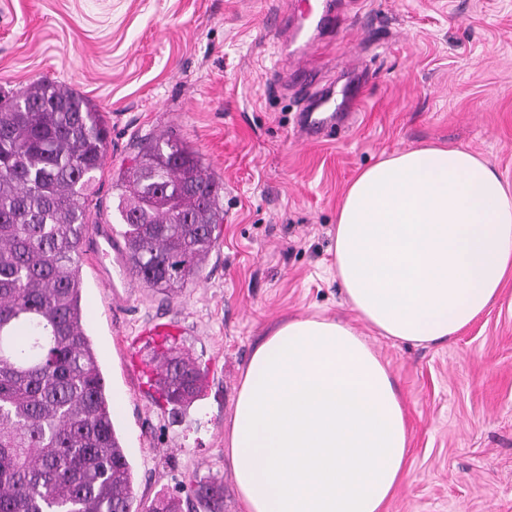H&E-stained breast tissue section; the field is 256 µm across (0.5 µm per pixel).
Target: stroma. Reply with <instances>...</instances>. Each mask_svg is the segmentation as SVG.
Returning a JSON list of instances; mask_svg holds the SVG:
<instances>
[{"label":"stroma","instance_id":"obj_1","mask_svg":"<svg viewBox=\"0 0 512 512\" xmlns=\"http://www.w3.org/2000/svg\"><path fill=\"white\" fill-rule=\"evenodd\" d=\"M334 31L280 47L286 0H0V94L50 79L83 95L107 128L82 246L85 324L134 470L135 512L166 494L205 512L196 481L224 484L245 512L228 434L256 345L281 322L324 312L347 323L330 248L348 184L391 153L460 147L512 185V0H333ZM324 88L338 109L310 139L299 113ZM186 145L222 185L224 222L202 279L170 295L127 265L109 298L91 258L112 234L119 173L146 140ZM208 378L185 418L153 405L123 339L153 319ZM361 334L406 400L408 471L385 512H512V277L455 338L435 345Z\"/></svg>","mask_w":512,"mask_h":512}]
</instances>
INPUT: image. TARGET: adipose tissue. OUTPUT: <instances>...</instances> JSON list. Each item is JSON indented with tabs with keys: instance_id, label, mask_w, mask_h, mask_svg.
I'll use <instances>...</instances> for the list:
<instances>
[{
	"instance_id": "obj_1",
	"label": "adipose tissue",
	"mask_w": 512,
	"mask_h": 512,
	"mask_svg": "<svg viewBox=\"0 0 512 512\" xmlns=\"http://www.w3.org/2000/svg\"><path fill=\"white\" fill-rule=\"evenodd\" d=\"M333 266L379 336L446 342L512 275V186L463 148L395 153L347 188ZM408 445L402 394L356 327L294 317L252 353L229 431L247 512H383Z\"/></svg>"
}]
</instances>
